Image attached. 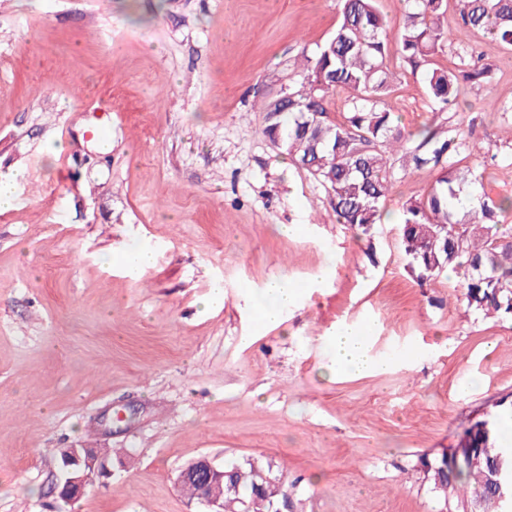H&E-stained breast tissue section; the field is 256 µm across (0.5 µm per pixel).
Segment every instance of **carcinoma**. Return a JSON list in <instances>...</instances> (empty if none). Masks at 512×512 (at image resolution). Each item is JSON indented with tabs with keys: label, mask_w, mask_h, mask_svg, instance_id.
I'll use <instances>...</instances> for the list:
<instances>
[{
	"label": "carcinoma",
	"mask_w": 512,
	"mask_h": 512,
	"mask_svg": "<svg viewBox=\"0 0 512 512\" xmlns=\"http://www.w3.org/2000/svg\"><path fill=\"white\" fill-rule=\"evenodd\" d=\"M339 2L340 19L331 38L315 55H302L303 82L288 90L294 96L288 108L261 103L264 134L325 187L337 222L365 235L383 219L394 184L393 155H399L403 169L436 168L427 194L402 205L399 246L411 272L423 283L451 271L458 278L457 300L467 308L512 319V226L501 220L512 210V199L496 201L478 192L480 176L464 161L481 148L469 138L456 134L438 140L432 134L415 145L385 104L392 89L387 60L393 53L421 74L435 112L456 103L468 87L489 83L495 64L468 62L464 39L483 35L512 49V0H456L460 27L453 36L440 23L447 0H410L412 7L393 34L374 0ZM453 42L460 49L459 64L437 66L435 57ZM341 94L347 116L336 123L329 116L330 102ZM500 418L472 420L460 434V447L479 454L482 468L439 471L455 456L454 449L434 461L422 460L423 467H433L435 487L445 490L455 483L475 504L494 496L497 479L506 493L500 512H512V448L498 442ZM225 471L224 483L212 489L221 512H245L254 498L263 502V512H278L288 498L281 474L268 462H230Z\"/></svg>",
	"instance_id": "1"
}]
</instances>
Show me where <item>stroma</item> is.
<instances>
[{
    "instance_id": "obj_1",
    "label": "stroma",
    "mask_w": 512,
    "mask_h": 512,
    "mask_svg": "<svg viewBox=\"0 0 512 512\" xmlns=\"http://www.w3.org/2000/svg\"><path fill=\"white\" fill-rule=\"evenodd\" d=\"M338 17L336 0H0V176L24 174L0 209V512H202L176 476L204 455L282 467L298 512H463L421 461L512 400V320L410 274L398 214L436 169L397 173L359 237L256 110ZM469 48L490 84L436 112L394 55L386 103L406 130L497 142L470 163L512 198V50ZM133 249L154 263L129 270ZM273 280L299 297L264 326ZM342 322L372 324L386 370H332ZM89 445L113 449L111 475L63 503L57 451Z\"/></svg>"
}]
</instances>
